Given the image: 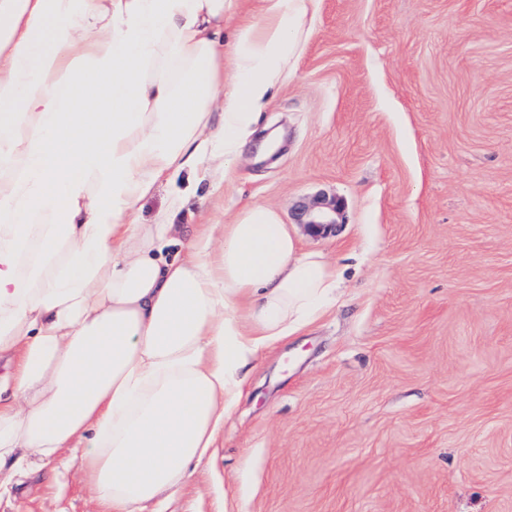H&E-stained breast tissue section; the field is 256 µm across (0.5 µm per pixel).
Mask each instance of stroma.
Returning <instances> with one entry per match:
<instances>
[{
  "label": "stroma",
  "mask_w": 512,
  "mask_h": 512,
  "mask_svg": "<svg viewBox=\"0 0 512 512\" xmlns=\"http://www.w3.org/2000/svg\"><path fill=\"white\" fill-rule=\"evenodd\" d=\"M228 181L181 177L178 224L277 210L335 303L263 350L216 448L138 512H512V0H317ZM339 200L310 234L299 206ZM0 512H95L69 451Z\"/></svg>",
  "instance_id": "1"
}]
</instances>
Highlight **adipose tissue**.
Masks as SVG:
<instances>
[{
  "label": "adipose tissue",
  "instance_id": "ef3b65f1",
  "mask_svg": "<svg viewBox=\"0 0 512 512\" xmlns=\"http://www.w3.org/2000/svg\"><path fill=\"white\" fill-rule=\"evenodd\" d=\"M263 2L228 44L233 0H0V490L66 448L97 512H134L215 446L240 369L334 299L272 207L186 240L181 197L136 217L254 134L315 0Z\"/></svg>",
  "mask_w": 512,
  "mask_h": 512
}]
</instances>
